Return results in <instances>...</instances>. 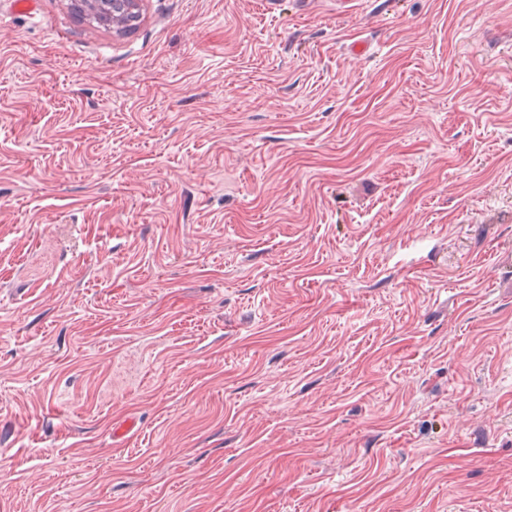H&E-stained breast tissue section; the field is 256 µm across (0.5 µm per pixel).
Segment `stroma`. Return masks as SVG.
<instances>
[{
	"instance_id": "stroma-1",
	"label": "stroma",
	"mask_w": 512,
	"mask_h": 512,
	"mask_svg": "<svg viewBox=\"0 0 512 512\" xmlns=\"http://www.w3.org/2000/svg\"><path fill=\"white\" fill-rule=\"evenodd\" d=\"M139 13L0 0V512H512V0Z\"/></svg>"
}]
</instances>
